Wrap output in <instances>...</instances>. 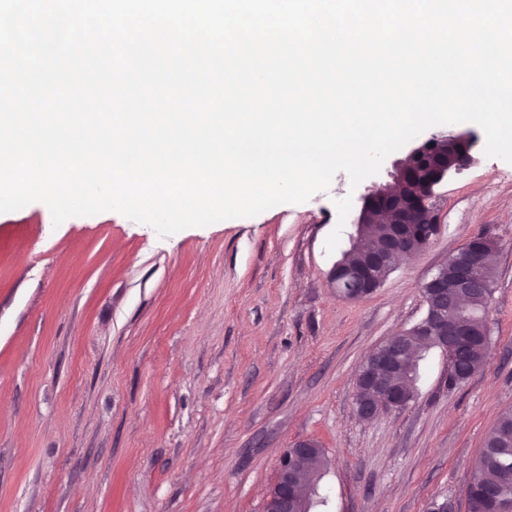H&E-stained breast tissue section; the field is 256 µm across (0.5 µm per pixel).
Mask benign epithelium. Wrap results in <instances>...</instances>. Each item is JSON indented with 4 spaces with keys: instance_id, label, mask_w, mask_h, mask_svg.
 <instances>
[{
    "instance_id": "obj_1",
    "label": "benign epithelium",
    "mask_w": 512,
    "mask_h": 512,
    "mask_svg": "<svg viewBox=\"0 0 512 512\" xmlns=\"http://www.w3.org/2000/svg\"><path fill=\"white\" fill-rule=\"evenodd\" d=\"M426 139L413 146L389 173L391 181L373 184L366 193L358 197L352 224L362 227L371 223L365 212L366 201L372 196L391 199L386 212L390 224H435L436 188L448 177L458 174L475 162L473 154L467 152L447 168L429 169L418 178H409L408 173L419 161ZM459 275L448 281V265H442L422 284L426 313L410 328L376 345L359 363L356 371V390L366 394L364 399H355L354 410L361 421H371L383 411L402 409L415 399V391H400L390 386L386 376L400 371L407 373L411 362L402 360L405 351L400 342L403 336H416L428 340V344L441 350L448 360L449 372H454V350L468 335L466 325L450 315V311L467 308L466 299L478 284L473 272L471 255L459 248L455 252ZM394 268L379 262L355 272L363 282L381 287L393 273ZM319 444L312 439L296 441L284 450L277 469L276 481L269 494L264 512H311L312 500L300 497V477L308 472V483L315 487L318 474L312 471L313 449Z\"/></svg>"
}]
</instances>
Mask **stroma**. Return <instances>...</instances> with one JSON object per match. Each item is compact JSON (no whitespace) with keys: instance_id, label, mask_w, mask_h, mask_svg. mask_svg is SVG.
Masks as SVG:
<instances>
[{"instance_id":"obj_1","label":"stroma","mask_w":512,"mask_h":512,"mask_svg":"<svg viewBox=\"0 0 512 512\" xmlns=\"http://www.w3.org/2000/svg\"><path fill=\"white\" fill-rule=\"evenodd\" d=\"M442 184L439 232L372 294L338 297L334 202L161 238L108 211L0 213V512H263L285 448L317 441L327 512H467L474 462L512 409V164L475 150ZM499 246L489 356L464 383L432 350L407 407L364 422L355 372L425 313L467 240Z\"/></svg>"}]
</instances>
